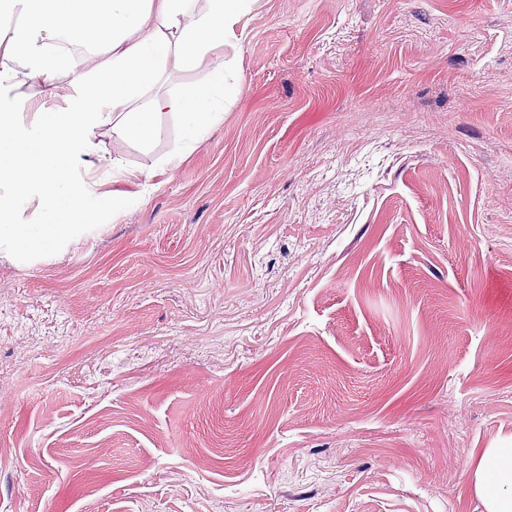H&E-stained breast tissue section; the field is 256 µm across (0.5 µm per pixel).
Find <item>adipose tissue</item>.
I'll return each mask as SVG.
<instances>
[{"instance_id": "1", "label": "adipose tissue", "mask_w": 512, "mask_h": 512, "mask_svg": "<svg viewBox=\"0 0 512 512\" xmlns=\"http://www.w3.org/2000/svg\"><path fill=\"white\" fill-rule=\"evenodd\" d=\"M256 0H0V253L21 260L61 248L90 227L95 209L132 205L136 196L88 192L72 170L99 159L95 138L110 129L141 145L167 111L181 125L178 150L165 167L224 119L236 90L216 53L240 41L237 28ZM177 72L193 74L166 90ZM71 90L66 108L26 120L13 91ZM38 217L20 221L31 203ZM485 512H512V447L489 448L472 475Z\"/></svg>"}]
</instances>
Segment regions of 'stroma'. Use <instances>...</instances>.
Segmentation results:
<instances>
[{
    "mask_svg": "<svg viewBox=\"0 0 512 512\" xmlns=\"http://www.w3.org/2000/svg\"><path fill=\"white\" fill-rule=\"evenodd\" d=\"M224 120L0 256V512H485L512 445V0H257ZM472 479L486 512H512V446L486 449Z\"/></svg>",
    "mask_w": 512,
    "mask_h": 512,
    "instance_id": "stroma-1",
    "label": "stroma"
}]
</instances>
